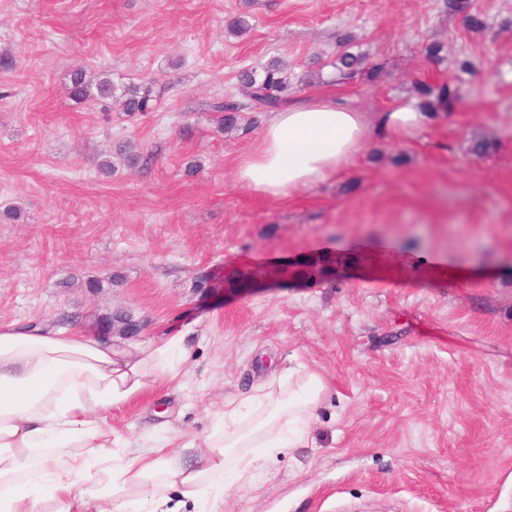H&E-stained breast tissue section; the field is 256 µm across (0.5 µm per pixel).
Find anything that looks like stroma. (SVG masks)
<instances>
[{"mask_svg":"<svg viewBox=\"0 0 512 512\" xmlns=\"http://www.w3.org/2000/svg\"><path fill=\"white\" fill-rule=\"evenodd\" d=\"M274 61L292 103L456 97L277 199L236 180L273 115L238 76ZM81 66L156 81L155 111L71 99ZM115 315L123 346L185 337L176 378L99 414L129 459L202 452L290 369L324 384L254 485L169 512H512V0H0V323Z\"/></svg>","mask_w":512,"mask_h":512,"instance_id":"stroma-1","label":"stroma"}]
</instances>
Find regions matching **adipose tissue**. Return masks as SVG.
<instances>
[{
  "label": "adipose tissue",
  "mask_w": 512,
  "mask_h": 512,
  "mask_svg": "<svg viewBox=\"0 0 512 512\" xmlns=\"http://www.w3.org/2000/svg\"><path fill=\"white\" fill-rule=\"evenodd\" d=\"M423 120L410 103L372 116L335 98L292 103L273 114L237 180L254 193L287 198L333 177L371 136L407 133ZM184 342L176 335L123 348L101 335L0 324V512H126L138 498L147 512H161V488L216 497L225 476L242 479L267 454L305 440L323 390L311 374L286 389L259 386L248 410L227 404L221 429L193 461L159 449L134 460L113 455L112 432L94 413L126 403L150 377L176 376ZM79 482L84 489L76 497Z\"/></svg>",
  "instance_id": "obj_1"
}]
</instances>
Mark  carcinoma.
Segmentation results:
<instances>
[{"label": "carcinoma", "mask_w": 512, "mask_h": 512, "mask_svg": "<svg viewBox=\"0 0 512 512\" xmlns=\"http://www.w3.org/2000/svg\"><path fill=\"white\" fill-rule=\"evenodd\" d=\"M240 82L247 96L267 107H275L287 98L288 81L283 76V69L276 63L268 64L259 74L254 69L243 71ZM69 95L78 102H102L116 98L122 101L124 110L130 114L153 112L157 105V94L151 81L119 88L107 74L89 75L82 69L72 74ZM211 109L224 113L221 125L230 127L235 122L234 112L239 110V106L234 102L220 101L214 103Z\"/></svg>", "instance_id": "obj_1"}]
</instances>
